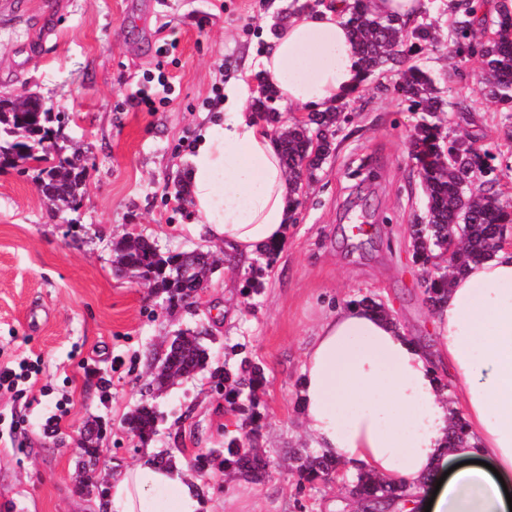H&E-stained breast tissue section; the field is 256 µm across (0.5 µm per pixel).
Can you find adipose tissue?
<instances>
[{
    "label": "adipose tissue",
    "instance_id": "ef3b65f1",
    "mask_svg": "<svg viewBox=\"0 0 512 512\" xmlns=\"http://www.w3.org/2000/svg\"><path fill=\"white\" fill-rule=\"evenodd\" d=\"M343 0L291 14L256 66L280 101L328 110L358 87V56ZM229 88L184 170L187 200L205 235L237 261L283 242L293 213L288 177L269 129L240 111ZM461 410L466 444L448 443ZM303 430L316 453L417 490L439 484L432 506L410 497L392 512H512V247L454 278L434 312L429 343L394 318L351 303L328 313L301 366ZM180 466L137 465L112 483V512H198Z\"/></svg>",
    "mask_w": 512,
    "mask_h": 512
}]
</instances>
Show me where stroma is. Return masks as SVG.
Returning <instances> with one entry per match:
<instances>
[{
	"mask_svg": "<svg viewBox=\"0 0 512 512\" xmlns=\"http://www.w3.org/2000/svg\"><path fill=\"white\" fill-rule=\"evenodd\" d=\"M448 0H428L421 23L440 38L414 63L429 70L448 102L447 128L512 166L505 108L488 97L475 62L448 51ZM317 0H0V93L40 95L67 117L58 144L80 148L86 185L75 208L54 211L37 187L38 168H0V365L40 358L27 430L0 438V512H101L112 475L171 451L181 464L221 450L238 429L210 371L236 363L241 347L264 369L261 446L272 461L259 483L214 461L201 512H357L346 486L298 490L294 453L309 442L298 406L304 351L321 315L374 295L407 335L428 338L433 312L424 271L412 260L410 226L425 197L409 135L419 116L393 90L396 74L348 96L351 122L306 188L297 220L260 293L250 263L217 268L188 309L116 273L112 246L150 238L161 250L215 249L198 232L180 193L193 144L228 87L264 54L279 24ZM176 50L163 52L170 40ZM170 93H163V86ZM147 93L154 109L139 105ZM205 326L207 370L153 390L155 367L180 331ZM56 432L44 424L58 401ZM156 407V434L140 441L126 425L140 405ZM97 448L94 482L81 484L79 440Z\"/></svg>",
	"mask_w": 512,
	"mask_h": 512,
	"instance_id": "stroma-1",
	"label": "stroma"
}]
</instances>
